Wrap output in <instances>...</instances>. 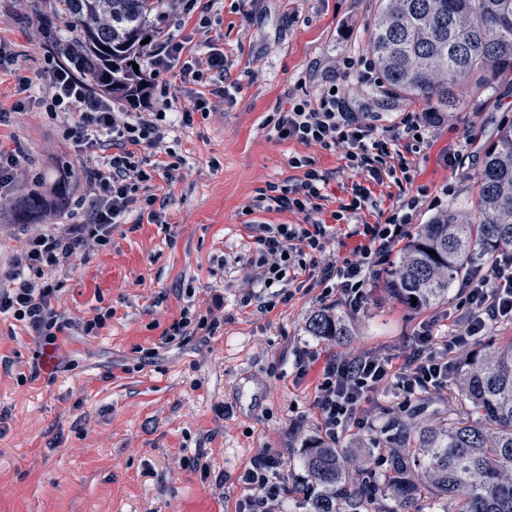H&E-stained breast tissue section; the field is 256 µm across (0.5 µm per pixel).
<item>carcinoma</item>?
Instances as JSON below:
<instances>
[{
  "instance_id": "1",
  "label": "carcinoma",
  "mask_w": 512,
  "mask_h": 512,
  "mask_svg": "<svg viewBox=\"0 0 512 512\" xmlns=\"http://www.w3.org/2000/svg\"><path fill=\"white\" fill-rule=\"evenodd\" d=\"M58 2L61 9L38 12L37 21L51 39L58 24L72 26L75 40L59 54L78 66L89 88L125 101L143 94L139 72L150 44L141 41L159 37L149 31L147 16L164 0ZM369 52L383 84L401 98L425 100L434 113L457 112L466 82L512 75V0H380ZM70 193L67 175L35 166L9 211L17 224H41L50 216L48 203L59 209ZM510 246L512 125L484 152L475 208L450 207L420 225L384 288L408 307H431L448 298L466 264L490 261ZM308 332L338 344L353 335L331 308L310 317ZM451 388L477 417L437 425L391 422L399 454L366 483L338 449L307 447L309 482L294 490L306 512H422L425 501L438 498L448 501V512H512V342L472 351L453 372Z\"/></svg>"
}]
</instances>
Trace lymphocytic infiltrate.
Here are the masks:
<instances>
[{
    "instance_id": "obj_1",
    "label": "lymphocytic infiltrate",
    "mask_w": 512,
    "mask_h": 512,
    "mask_svg": "<svg viewBox=\"0 0 512 512\" xmlns=\"http://www.w3.org/2000/svg\"><path fill=\"white\" fill-rule=\"evenodd\" d=\"M184 41L166 37L147 55L145 82L178 76L186 88L183 104L163 92L152 112H121L111 97L92 93L67 66L48 65L39 80L48 117L59 128L79 159L74 180L75 208L64 224H41L23 229L8 266L0 267V314L12 317L39 348H56L60 337L77 332L96 336L113 316L109 307L97 308L85 321H75L59 302L62 278L88 263L112 244L114 230L130 217L161 224L166 198L156 192V181L173 184L179 162L173 161L166 139L173 126H191L195 116L215 111V99L226 100V63L223 52L209 48L185 57ZM214 80L208 92L198 91L205 75ZM371 112L350 111L343 88L333 81L315 94L290 95L287 110L271 118L273 138L313 146L339 156L352 183L335 210L323 205L330 175L305 157H292L302 175L288 185H268L247 205V213L287 211L295 224L252 225L253 245L247 257H234L253 291L240 304L264 313L277 302L289 301L293 286L319 289L320 301L341 299L351 313L366 302L375 278L391 263L426 200L401 195L382 206L374 187L391 182L413 184L416 158L429 146L435 125L425 112L402 113L399 121L379 126ZM358 237L349 254L336 252L338 226ZM270 287L268 299L255 290ZM459 302L450 316L451 330L444 347H436L431 325H421L408 343L405 373L399 385L406 397L448 385V375L464 357L466 348L503 322L512 323V248L503 250L489 266L471 267L459 283ZM221 326L213 307L184 308L164 328L163 339L214 335ZM309 361H321L312 408L321 440L336 443L352 432L373 426L366 404L393 376L391 358L372 350L357 355L303 351ZM283 455L260 449L238 476L244 494L236 512H282L288 478Z\"/></svg>"
}]
</instances>
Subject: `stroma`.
Segmentation results:
<instances>
[{
    "instance_id": "stroma-1",
    "label": "stroma",
    "mask_w": 512,
    "mask_h": 512,
    "mask_svg": "<svg viewBox=\"0 0 512 512\" xmlns=\"http://www.w3.org/2000/svg\"><path fill=\"white\" fill-rule=\"evenodd\" d=\"M56 6L0 0V46L13 57L0 70V106L10 107L19 81L36 80L45 54L68 39L61 30L45 53L31 51L42 32L36 10ZM176 7L169 0L151 15V27L176 31L194 51L213 40L238 85L234 101L171 134L181 178L170 189L165 223L119 225L109 249L65 277L60 303L71 317L114 309L103 335L68 336L40 356L31 337L0 315V512H235L243 494L238 474L260 449L283 450L289 478L305 472L304 450L318 436L311 404L320 367L300 373L302 350L379 349L398 368L420 324L433 323L438 341L448 337L445 313L453 300L413 309L378 280L364 308L347 314L354 334L339 347L307 330L320 308L315 293L297 291L255 315L240 306L248 290L242 273L223 268L225 259L248 254L251 225L295 223L288 212H244L266 183L297 177L291 157H311L331 172L325 207L335 209L347 182L339 157L271 140L268 121L287 109L290 90L314 91L331 61L368 55L377 0H221L208 34L195 17L174 29ZM343 87L354 111L379 102L384 125L396 113L427 109L426 102L367 88L354 74ZM463 94L466 107L434 128L413 184L439 197L443 210L475 202L478 159L500 124L512 120L511 76L465 86ZM470 125L476 161L449 170L445 157ZM1 135L14 137L29 163L48 170L69 153L56 127L32 114L0 127ZM217 296L224 324L214 335L162 342L163 329L185 306ZM403 400L394 384L371 397L374 429L339 443L350 460L388 450L385 424ZM410 402L419 423L470 414L469 404L446 390ZM198 454L206 456L208 474L183 468L182 459Z\"/></svg>"
}]
</instances>
